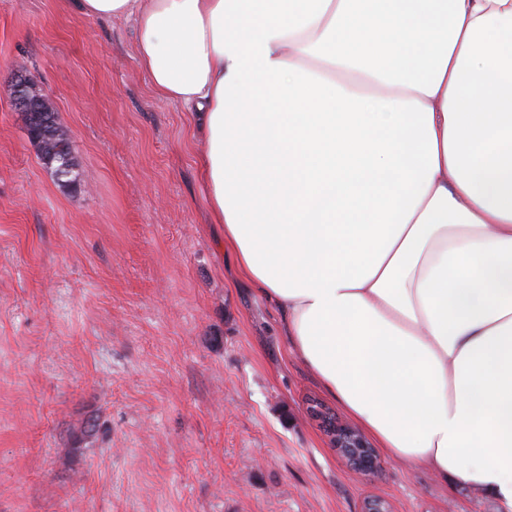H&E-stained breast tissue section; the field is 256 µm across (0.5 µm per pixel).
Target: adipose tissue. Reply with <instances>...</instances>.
I'll return each instance as SVG.
<instances>
[{"mask_svg":"<svg viewBox=\"0 0 512 512\" xmlns=\"http://www.w3.org/2000/svg\"><path fill=\"white\" fill-rule=\"evenodd\" d=\"M74 4L133 19L239 273L349 417L512 508V0Z\"/></svg>","mask_w":512,"mask_h":512,"instance_id":"ef3b65f1","label":"adipose tissue"}]
</instances>
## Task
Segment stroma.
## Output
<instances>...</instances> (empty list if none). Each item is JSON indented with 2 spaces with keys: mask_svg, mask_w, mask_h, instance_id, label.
I'll list each match as a JSON object with an SVG mask.
<instances>
[{
  "mask_svg": "<svg viewBox=\"0 0 512 512\" xmlns=\"http://www.w3.org/2000/svg\"><path fill=\"white\" fill-rule=\"evenodd\" d=\"M132 21L0 0V512H505L380 453L210 223L188 113L149 88ZM74 144L58 181L10 97L16 63ZM315 417H321L332 447L357 474L370 476L380 467L374 448L359 429L321 409L312 408Z\"/></svg>",
  "mask_w": 512,
  "mask_h": 512,
  "instance_id": "obj_1",
  "label": "stroma"
}]
</instances>
